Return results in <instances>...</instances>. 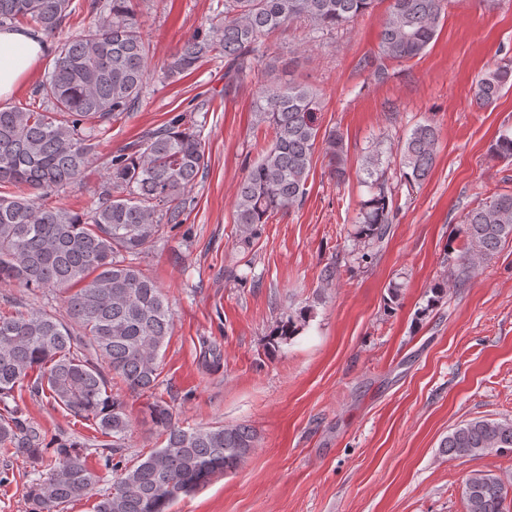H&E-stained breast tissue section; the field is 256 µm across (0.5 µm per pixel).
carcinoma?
Listing matches in <instances>:
<instances>
[{
  "instance_id": "1",
  "label": "carcinoma",
  "mask_w": 512,
  "mask_h": 512,
  "mask_svg": "<svg viewBox=\"0 0 512 512\" xmlns=\"http://www.w3.org/2000/svg\"><path fill=\"white\" fill-rule=\"evenodd\" d=\"M376 0H224V23L207 35L184 40L167 64L170 78L182 75L215 51L224 53L227 86L251 70L257 41L298 20L319 34L368 13ZM447 0H391L378 34V52L364 61L377 78L384 61L411 60L435 39ZM72 0H0V28L20 24L48 37L63 32ZM148 77V48L132 0H112L109 17L74 37L58 41L51 69L35 96L40 106L0 108V283L65 291L68 320L31 307L0 312V450L32 466L53 453L46 477L32 484V512H54L61 503L86 496L95 484L82 448L86 443L30 426L19 404L20 392L44 396L67 411L93 421L102 436L97 447L113 451L112 491L94 512H169L180 497L213 477L237 470L256 448V435L244 424L185 429L172 419L162 399L147 405L152 423L165 435L161 448L129 466L115 451L126 447L131 423L125 404L109 391L100 368L85 358L91 349L134 393L155 395L160 352L172 313L160 285L140 268L143 249L164 224L180 223L185 192L204 166L201 131L176 116L150 132L131 151L112 156L105 197L90 214L45 208L43 196L76 179L91 162L95 139L106 123L139 102ZM512 88V58L477 75L474 100L495 103ZM257 112L274 130L272 143L240 183L234 223L238 243L248 248L275 213L301 204L316 150L329 173L347 176L343 136L320 133L316 95L293 81L261 91ZM439 131L416 126L400 147L401 178L424 182L433 167ZM495 153L512 158V129L499 135ZM381 159L365 157L364 201L354 233L362 251L384 242L393 223L394 198ZM454 286L462 287L476 261L512 239V191L495 193L464 216ZM451 458L512 451V421L473 419L440 444ZM465 512H509L512 483L489 471L464 481Z\"/></svg>"
}]
</instances>
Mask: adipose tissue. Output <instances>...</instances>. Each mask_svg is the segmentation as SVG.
<instances>
[{
	"instance_id": "obj_1",
	"label": "adipose tissue",
	"mask_w": 512,
	"mask_h": 512,
	"mask_svg": "<svg viewBox=\"0 0 512 512\" xmlns=\"http://www.w3.org/2000/svg\"><path fill=\"white\" fill-rule=\"evenodd\" d=\"M49 47L41 34L25 29L0 30V100L15 92Z\"/></svg>"
}]
</instances>
